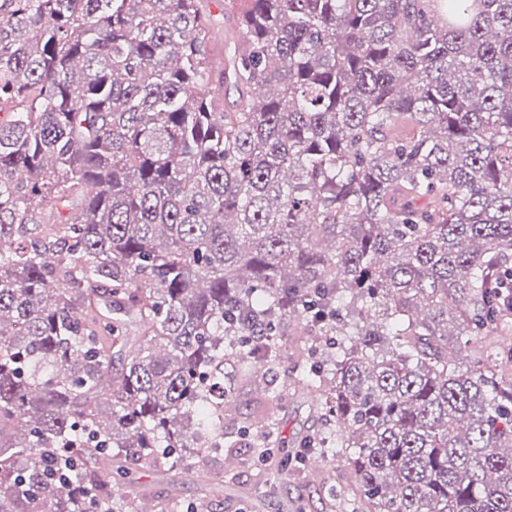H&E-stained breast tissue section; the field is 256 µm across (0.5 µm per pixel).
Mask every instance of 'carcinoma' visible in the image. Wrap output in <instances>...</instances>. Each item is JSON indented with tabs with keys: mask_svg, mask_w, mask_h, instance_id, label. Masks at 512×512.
Instances as JSON below:
<instances>
[{
	"mask_svg": "<svg viewBox=\"0 0 512 512\" xmlns=\"http://www.w3.org/2000/svg\"><path fill=\"white\" fill-rule=\"evenodd\" d=\"M197 2L0 0V512L279 444L293 319L353 512H512V0ZM203 6L210 15L213 26L223 38L234 33V19L230 12L224 11V0H203Z\"/></svg>",
	"mask_w": 512,
	"mask_h": 512,
	"instance_id": "carcinoma-1",
	"label": "carcinoma"
}]
</instances>
